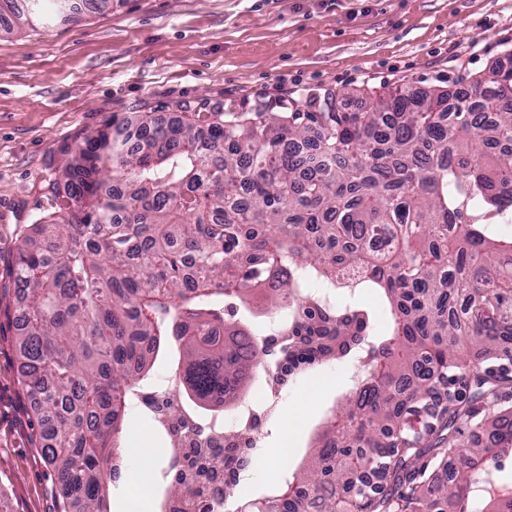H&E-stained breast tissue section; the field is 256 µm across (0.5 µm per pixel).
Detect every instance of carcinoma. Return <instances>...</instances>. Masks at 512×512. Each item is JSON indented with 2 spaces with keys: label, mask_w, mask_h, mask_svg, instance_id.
Listing matches in <instances>:
<instances>
[{
  "label": "carcinoma",
  "mask_w": 512,
  "mask_h": 512,
  "mask_svg": "<svg viewBox=\"0 0 512 512\" xmlns=\"http://www.w3.org/2000/svg\"><path fill=\"white\" fill-rule=\"evenodd\" d=\"M30 23L0 0V39ZM416 98L391 91L348 112L310 98L289 116L235 112L192 124L107 122L64 156L31 209L15 256L23 290L15 325L22 385L63 512H109L114 436L160 350L201 402L222 406L262 367L251 334L227 331L219 303H247L270 280L282 351L314 366L369 346L368 385L328 422L322 445L272 496L279 512H467L477 496L512 512V486L488 464L512 453V411L484 414L488 441L455 427L512 380V237L490 224L512 203V71ZM360 277L344 284L341 270ZM331 289L326 299L311 284ZM390 310L384 337L356 294ZM469 373L465 400L448 373ZM448 478L426 476L432 460ZM409 493H399L402 486ZM177 480L157 512L192 501Z\"/></svg>",
  "instance_id": "1"
}]
</instances>
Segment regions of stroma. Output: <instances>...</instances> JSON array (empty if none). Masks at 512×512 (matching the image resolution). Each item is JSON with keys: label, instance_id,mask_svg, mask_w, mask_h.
I'll use <instances>...</instances> for the list:
<instances>
[{"label": "stroma", "instance_id": "1", "mask_svg": "<svg viewBox=\"0 0 512 512\" xmlns=\"http://www.w3.org/2000/svg\"><path fill=\"white\" fill-rule=\"evenodd\" d=\"M42 24L0 40V512H59L61 490L36 441L33 404L20 382L5 320L19 309L16 251L60 150L107 121L150 114L200 127L225 111H273L309 94L335 92L371 105L381 93L447 88L512 54V0H113L78 5L75 20L41 0ZM358 351L289 379L271 396L264 372L242 398L275 400L254 449L273 454L284 418L297 445L287 468L242 474L233 500L264 497L301 464L326 414L351 393L367 364ZM127 447L150 451L151 499L173 475L169 438L149 414L128 411Z\"/></svg>", "mask_w": 512, "mask_h": 512}]
</instances>
